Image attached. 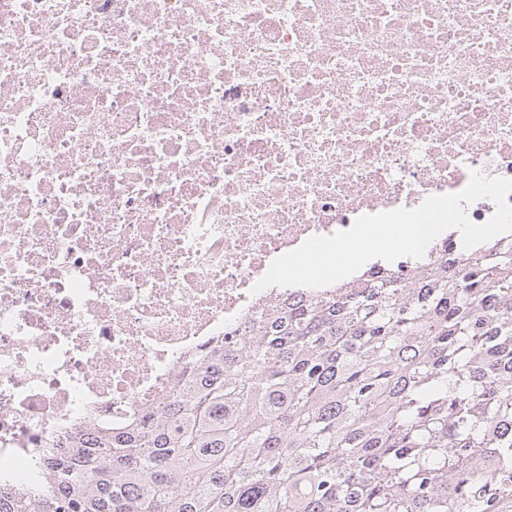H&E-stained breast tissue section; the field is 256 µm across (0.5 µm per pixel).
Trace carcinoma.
<instances>
[{"mask_svg": "<svg viewBox=\"0 0 512 512\" xmlns=\"http://www.w3.org/2000/svg\"><path fill=\"white\" fill-rule=\"evenodd\" d=\"M190 359L16 512H512V237L373 266Z\"/></svg>", "mask_w": 512, "mask_h": 512, "instance_id": "cac0c4a2", "label": "carcinoma"}]
</instances>
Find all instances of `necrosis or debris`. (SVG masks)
Masks as SVG:
<instances>
[{
    "mask_svg": "<svg viewBox=\"0 0 512 512\" xmlns=\"http://www.w3.org/2000/svg\"><path fill=\"white\" fill-rule=\"evenodd\" d=\"M474 169L512 179V0H0V484Z\"/></svg>",
    "mask_w": 512,
    "mask_h": 512,
    "instance_id": "1",
    "label": "necrosis or debris"
}]
</instances>
